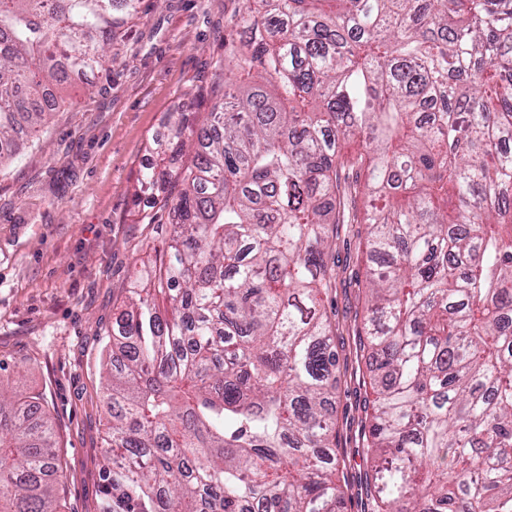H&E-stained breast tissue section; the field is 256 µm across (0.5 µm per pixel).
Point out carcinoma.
Returning <instances> with one entry per match:
<instances>
[{
	"instance_id": "carcinoma-1",
	"label": "carcinoma",
	"mask_w": 512,
	"mask_h": 512,
	"mask_svg": "<svg viewBox=\"0 0 512 512\" xmlns=\"http://www.w3.org/2000/svg\"><path fill=\"white\" fill-rule=\"evenodd\" d=\"M143 2L0 0V162ZM241 2L192 164L138 178L170 232L107 332L99 512H340L323 296L353 223L372 512H512V0ZM55 459L39 397L0 392V512H58Z\"/></svg>"
}]
</instances>
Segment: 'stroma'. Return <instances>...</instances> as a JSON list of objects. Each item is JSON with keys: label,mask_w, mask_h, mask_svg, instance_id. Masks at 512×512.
I'll list each match as a JSON object with an SVG mask.
<instances>
[{"label": "stroma", "mask_w": 512, "mask_h": 512, "mask_svg": "<svg viewBox=\"0 0 512 512\" xmlns=\"http://www.w3.org/2000/svg\"><path fill=\"white\" fill-rule=\"evenodd\" d=\"M225 0H147L115 44L111 75L88 76L42 131L0 166V390L39 396L55 432L61 512H97L107 452L106 333L137 263L163 248L144 224L140 171L179 113L206 122L224 82ZM365 227L340 225L324 305L336 328V455L344 512H371Z\"/></svg>", "instance_id": "obj_1"}]
</instances>
